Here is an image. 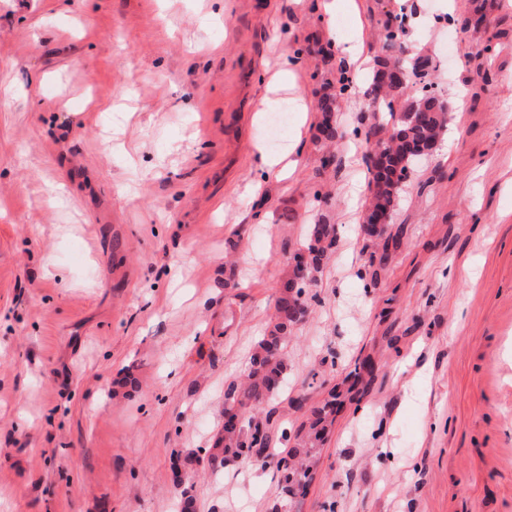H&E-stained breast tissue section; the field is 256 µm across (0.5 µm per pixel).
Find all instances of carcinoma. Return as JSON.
<instances>
[{"label": "carcinoma", "mask_w": 512, "mask_h": 512, "mask_svg": "<svg viewBox=\"0 0 512 512\" xmlns=\"http://www.w3.org/2000/svg\"><path fill=\"white\" fill-rule=\"evenodd\" d=\"M405 18H400L397 29H387L385 56L378 59L377 67L371 78L372 88H377L382 77L396 59L388 53L395 47L398 30L402 29ZM386 94L391 97L388 101V113L392 124L383 125L377 120V112L373 105H368L370 115L367 120L365 143L368 148V159L372 160L370 169L373 170L374 191L367 207L381 214L394 212L399 187L405 183L415 171L417 162L432 150L444 134L448 125V109L443 101L423 85L416 90L406 85H390ZM338 108L337 99L331 95L323 97L321 110L323 118L319 124L322 140L333 143L341 137L334 121V112ZM336 242V228L333 224L315 225L310 242L304 251L294 257L295 265L290 281L286 288L291 293L290 299L281 301L279 307V322L275 325V333L268 337L260 346V351L254 357L250 369V383L247 388L240 389L231 383L224 390V416L238 419L240 426L224 425V448L210 455L211 464L216 467L224 466L226 456L235 457L248 455L250 436L248 432L255 422V417L244 418L247 404L260 406L265 398L274 396L282 382L281 358L283 351L282 334L288 325L299 322L302 305V295L306 283L313 281L321 258ZM300 457L306 461L308 450L293 448L288 455L278 460V469L283 472L284 482L288 485L300 482L305 477V469L291 468L288 456Z\"/></svg>", "instance_id": "1"}]
</instances>
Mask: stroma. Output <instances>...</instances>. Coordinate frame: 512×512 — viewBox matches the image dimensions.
Instances as JSON below:
<instances>
[{
  "label": "stroma",
  "instance_id": "obj_1",
  "mask_svg": "<svg viewBox=\"0 0 512 512\" xmlns=\"http://www.w3.org/2000/svg\"><path fill=\"white\" fill-rule=\"evenodd\" d=\"M400 15L401 58L428 59L451 109L382 263L353 220L371 78L342 92L339 47L383 56ZM276 73L271 107L299 94L309 118L288 125L295 172L255 198ZM315 224L336 245L263 405L270 447H301L372 371L289 492L276 465L208 455ZM187 506L512 512V0H339L330 24L321 0H0V512ZM338 108L337 99L331 95H325L321 102V110L324 113L321 123L319 124V133L322 140L333 143L341 137L336 126L334 113Z\"/></svg>",
  "mask_w": 512,
  "mask_h": 512
}]
</instances>
